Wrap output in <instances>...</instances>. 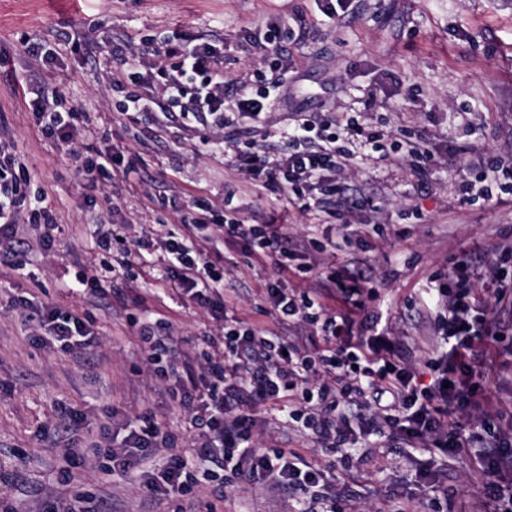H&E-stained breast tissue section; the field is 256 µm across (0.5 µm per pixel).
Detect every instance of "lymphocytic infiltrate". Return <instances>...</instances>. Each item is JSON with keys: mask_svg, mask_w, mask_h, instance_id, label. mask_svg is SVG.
Returning a JSON list of instances; mask_svg holds the SVG:
<instances>
[{"mask_svg": "<svg viewBox=\"0 0 512 512\" xmlns=\"http://www.w3.org/2000/svg\"><path fill=\"white\" fill-rule=\"evenodd\" d=\"M294 23L285 33L270 26L257 43L262 56L278 63L269 72H254L261 87L252 93L230 94L220 39L175 31L112 53L118 70L112 89L123 95L121 114L149 112L163 125L194 118L205 129L204 143L231 151L235 169L250 185L287 191L301 211L318 220L312 236L295 240L287 225L250 224L198 199L183 219L182 237L137 239L114 259L112 278L119 281L147 266L150 255L162 253L173 290L215 309L224 326L201 366L183 355L169 322L157 321L155 330L143 334L144 350L160 375L189 382L202 394L205 406L194 417L195 454L176 450L171 434L149 414L143 426L129 432L124 447L110 449L112 468L141 470L142 485L152 496L187 494L200 483L221 479L288 492L294 512H350L347 485L326 483L322 462L298 448L255 446V413L272 403L286 411L289 431L340 454L348 465L369 455L358 445L362 435L376 437L382 448L411 449L424 477L448 458L476 449L475 512H512V422L503 423L493 393L505 358L512 357V340L504 339L494 316L498 308L512 311V241L493 245L479 262L449 261L446 281L432 291L438 342L422 366L403 341L388 336L371 279L354 276L345 263L301 262L302 253H321L349 240L348 215L368 204L347 182L356 156L339 145L340 134L358 138L367 158L409 169L421 182L431 175L435 157L423 138L406 143L392 131L364 127L356 116L331 110L293 112L280 152L248 139L247 127L270 126L271 111L288 88L289 41L301 44L310 35L305 14H296ZM27 93L42 134L70 147L79 110L64 107L59 94L33 80ZM470 171L481 189L464 192L462 203L512 199L511 153L478 155ZM24 178L14 143L0 139V265L12 268L22 267L31 249L19 237L18 225H56L45 196L27 199ZM221 240L241 245L256 262L277 270L278 279L264 289L276 329H260L229 314ZM289 276L306 281V288L286 287ZM330 297L341 309L327 305ZM26 319L64 348L89 355L98 347L88 320L80 316L32 306ZM148 448L166 451L159 472L145 468Z\"/></svg>", "mask_w": 512, "mask_h": 512, "instance_id": "obj_1", "label": "lymphocytic infiltrate"}]
</instances>
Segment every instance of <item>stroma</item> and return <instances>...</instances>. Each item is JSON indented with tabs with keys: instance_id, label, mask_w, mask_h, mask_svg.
Segmentation results:
<instances>
[{
	"instance_id": "35a3bbf8",
	"label": "stroma",
	"mask_w": 512,
	"mask_h": 512,
	"mask_svg": "<svg viewBox=\"0 0 512 512\" xmlns=\"http://www.w3.org/2000/svg\"><path fill=\"white\" fill-rule=\"evenodd\" d=\"M313 0H0V139L15 143L30 174L27 195L46 194L57 218L51 243L36 248L23 268L0 266V512H43L60 494L91 492L112 512H170L138 481L110 474L107 449L118 447L129 423L145 412L192 450L195 430L188 408L166 402L171 379L161 377L147 358L140 329L127 314L165 312L173 332L193 355L204 337L220 334L222 324L192 300L172 298L163 265L150 276L132 271L125 304L89 302L70 293L76 275H105L113 255L131 246L142 231L182 236L183 214L205 198L216 208L233 204L243 218L262 214L287 225L294 235L313 233L314 219L281 191L248 186L224 153L203 148V129L173 124L159 131L149 117L132 122L117 110L112 91V47L137 46L146 36L183 30L224 39L225 69L241 76L267 69L268 62L243 46L265 25L310 13ZM80 46L66 42V35ZM55 48L54 62L28 56L27 43ZM294 72L289 97L278 111L298 105H327L338 112H360L363 125L392 131L405 128L436 137L439 164L427 186L409 170L371 160L350 175L354 190L372 200L356 212V224L383 221L392 232L372 238L366 256L379 289V302L394 335L414 347L419 360L432 352L428 321L429 279L446 272L448 258L483 254L498 234H512V203L457 201L469 177L470 145L491 151L512 149V0H355L342 21L319 22L315 34L290 47ZM34 79L61 90L67 105L90 112L94 136L76 130L71 148L46 139L23 101L22 86ZM383 107L363 111L368 94ZM477 124L462 135L463 120ZM121 153L134 161L132 173L116 174L95 201L77 171L70 149L87 147ZM409 229L407 238L398 230ZM227 299L238 317L259 327L273 324L259 290L276 272L250 259L238 245L224 247ZM85 315L99 340L94 361L44 344L14 299ZM81 413L79 443L100 444L86 457L77 478L65 482L59 463L67 437L54 431L61 406ZM469 454L453 457L442 480L453 493L454 512H472L477 493L468 481ZM337 481L355 486L354 512H389V487L424 496L415 467L405 452H393L346 471ZM198 512H290L287 494L272 498L238 483L226 500L200 489Z\"/></svg>"
}]
</instances>
